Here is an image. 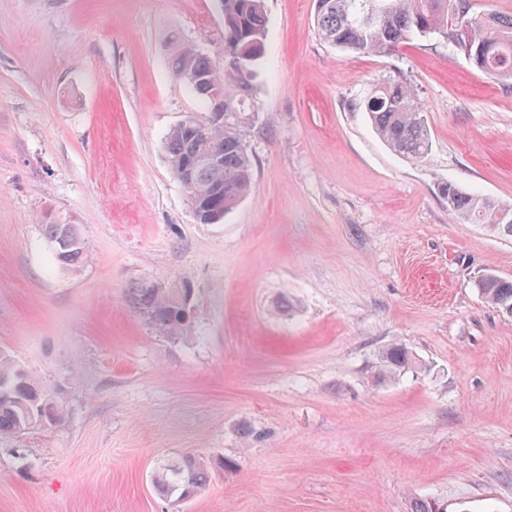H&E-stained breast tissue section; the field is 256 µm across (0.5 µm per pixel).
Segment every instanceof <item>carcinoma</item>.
<instances>
[{
  "label": "carcinoma",
  "instance_id": "1",
  "mask_svg": "<svg viewBox=\"0 0 512 512\" xmlns=\"http://www.w3.org/2000/svg\"><path fill=\"white\" fill-rule=\"evenodd\" d=\"M223 2L224 32L237 37L234 50L240 54L238 63L221 69L214 57L173 36L168 46L169 66L177 79L199 73L213 83L223 84L224 104L237 107L251 94L255 66L263 54L265 0ZM366 2L323 0V6L316 12L320 36L343 51L390 54L414 36L436 34L460 53L470 51V64L486 77L512 80V14L477 13L468 27L460 29L454 27L452 18L458 0H386V8L370 21L362 19ZM360 106L376 133L396 154L411 161H420L427 155L428 129L407 82L388 79L377 84ZM240 123L239 113L226 112L224 124L206 127L201 136L195 135L191 127L178 124L165 139L171 165H180L190 149L198 157L213 151L222 154L217 166L197 164L191 179L184 184L201 224L220 222L252 190L251 163ZM442 194L456 221L482 224L512 237V215L499 218V202L467 193L453 183L446 184ZM44 235L52 265L71 269L83 262L87 243L79 225L47 224ZM478 288L487 302L512 314V280L490 274L479 281ZM181 292L180 288H153L142 283L129 290L128 303L159 332L180 336L184 331ZM381 358L386 373L404 369L413 362L411 352L400 344L385 349ZM62 420L61 409L37 378L0 352V436H20L37 426H58ZM208 480L207 465L191 455L176 466L156 472L152 478L160 496L176 501L194 497Z\"/></svg>",
  "mask_w": 512,
  "mask_h": 512
}]
</instances>
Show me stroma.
I'll use <instances>...</instances> for the list:
<instances>
[{"instance_id":"obj_1","label":"stroma","mask_w":512,"mask_h":512,"mask_svg":"<svg viewBox=\"0 0 512 512\" xmlns=\"http://www.w3.org/2000/svg\"><path fill=\"white\" fill-rule=\"evenodd\" d=\"M241 133L253 191L198 223L164 149L205 117L174 78L179 34L219 51L215 0H0V351L64 426L0 437V512H512V238L461 224L441 188L512 204V80L452 44L324 42L316 0H265ZM409 82L430 133L393 153L359 103ZM80 225L75 270L42 226ZM190 286L184 336L127 302ZM410 368L380 379L382 350ZM196 497L155 491L186 454ZM478 288L487 302L512 314V280L490 274L479 281ZM384 371L380 373V376H384V373H394L397 370L405 369L409 367L413 362V355L403 345L395 344L382 352L381 355Z\"/></svg>"}]
</instances>
